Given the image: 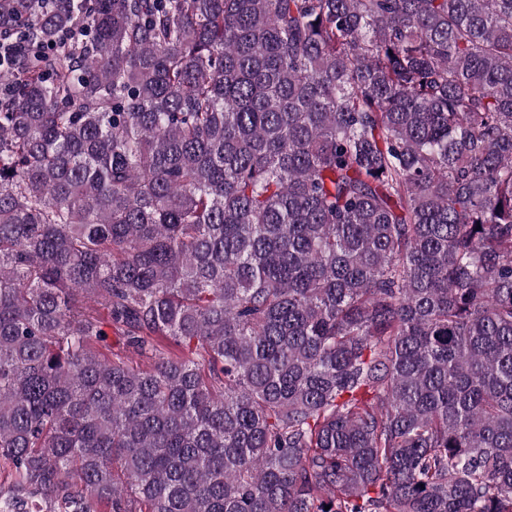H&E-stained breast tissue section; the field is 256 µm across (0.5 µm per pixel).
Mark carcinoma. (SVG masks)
<instances>
[{"instance_id": "carcinoma-1", "label": "carcinoma", "mask_w": 512, "mask_h": 512, "mask_svg": "<svg viewBox=\"0 0 512 512\" xmlns=\"http://www.w3.org/2000/svg\"><path fill=\"white\" fill-rule=\"evenodd\" d=\"M0 33V512H512V0Z\"/></svg>"}]
</instances>
